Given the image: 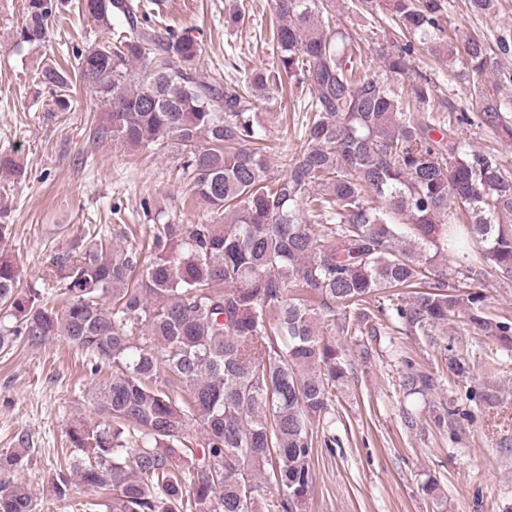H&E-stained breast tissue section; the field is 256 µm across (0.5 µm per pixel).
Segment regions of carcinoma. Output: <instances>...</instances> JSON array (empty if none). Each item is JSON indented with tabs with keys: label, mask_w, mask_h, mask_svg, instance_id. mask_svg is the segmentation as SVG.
Segmentation results:
<instances>
[{
	"label": "carcinoma",
	"mask_w": 512,
	"mask_h": 512,
	"mask_svg": "<svg viewBox=\"0 0 512 512\" xmlns=\"http://www.w3.org/2000/svg\"><path fill=\"white\" fill-rule=\"evenodd\" d=\"M59 6L25 0L16 46L45 43ZM448 6L390 0L403 43L377 50L385 73L405 74L420 43L483 74L491 48L478 35L450 37ZM82 8L110 31L74 51L77 78L105 107L93 138L176 145L191 195L220 222L155 225L143 266L137 249L90 229L54 256L50 293L20 292L16 262L0 254V348L59 336L89 354L90 373H109L92 396L100 419L71 428L80 456L59 466L52 492L65 499L81 484L110 499L81 500L76 512H306L318 434L336 423L352 371L331 335L362 333L372 297L408 295L396 305L407 336L462 312L512 347V323L489 314L482 289L490 277L512 284V172L464 149L467 114L446 127L432 118L429 85L413 86L411 109L361 70L350 36L331 26L335 0H272L278 68L243 88L199 72L198 43L150 29L140 0ZM38 78L70 111L67 71L46 66ZM272 78L305 88L311 112L304 149L277 175L248 148L261 141L249 99L264 98ZM470 98L485 126L512 131L480 85ZM406 382L411 395L430 388L417 373ZM269 484L279 499L265 510ZM35 509L27 484L0 480V512Z\"/></svg>",
	"instance_id": "carcinoma-1"
}]
</instances>
